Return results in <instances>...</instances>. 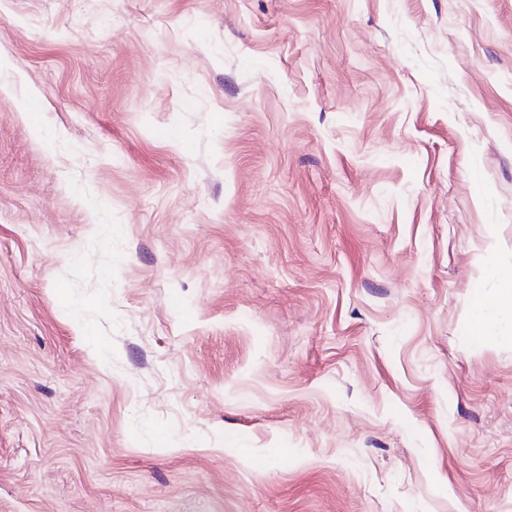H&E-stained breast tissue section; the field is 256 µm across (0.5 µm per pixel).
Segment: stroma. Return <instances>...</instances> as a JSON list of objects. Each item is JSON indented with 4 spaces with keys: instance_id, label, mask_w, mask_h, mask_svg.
Instances as JSON below:
<instances>
[{
    "instance_id": "1",
    "label": "stroma",
    "mask_w": 512,
    "mask_h": 512,
    "mask_svg": "<svg viewBox=\"0 0 512 512\" xmlns=\"http://www.w3.org/2000/svg\"><path fill=\"white\" fill-rule=\"evenodd\" d=\"M505 269L512 0H0V512H512ZM496 276L499 288L495 295L491 297L478 290L473 297L472 334L489 343L503 337L500 315L506 311L512 312V272L510 269L501 270Z\"/></svg>"
}]
</instances>
